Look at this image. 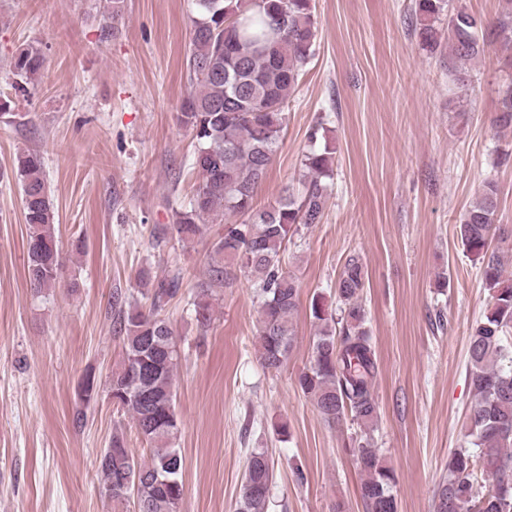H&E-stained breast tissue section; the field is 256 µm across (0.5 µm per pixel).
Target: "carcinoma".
Here are the masks:
<instances>
[{
	"mask_svg": "<svg viewBox=\"0 0 512 512\" xmlns=\"http://www.w3.org/2000/svg\"><path fill=\"white\" fill-rule=\"evenodd\" d=\"M443 0H417L418 34L432 50L441 47L435 23ZM197 16L186 56L189 90L178 113L179 123L196 140L192 158L198 185L190 207L175 212L174 230L187 241L216 217L250 215L240 223L225 222L215 243L216 259L208 263L192 307L198 329L213 318V289L230 287L245 273L253 281L260 303L258 341L265 368L280 369L288 359L298 308V278L286 271V243L302 226L321 222L332 171V151H312L302 165L305 191L289 193L276 205L253 211L254 195L266 180L286 121L288 98L299 85L303 68L314 55L318 22L314 0H196ZM512 44V15L488 23L460 9L448 14V49L455 62L481 58L499 38ZM44 68L40 48L28 44L13 58V74L25 84L37 81ZM494 124L512 128V80L498 89ZM16 177L22 190L26 224L27 274L36 292L53 288L63 269L55 235V210L45 182V158L37 150L17 157ZM497 185L484 181L477 198L458 225L461 245L479 264L490 301L469 343L468 375L475 403L467 417L473 450L448 457V476L440 484L433 512H448V504L477 505V512H512V279L493 239ZM137 279L151 294L150 308L132 305L116 294L112 318L122 338V359L108 379L112 404L129 417L149 446V457L138 460L122 429L112 432L98 462L99 488L112 492V504L137 499L138 512H180L184 496L185 459L177 446L181 432L175 403L179 354L173 328L160 313L179 282L173 277L152 284L150 271ZM366 271L360 256H348L336 282L340 314L321 297L309 304L317 331L312 355L297 377V386L322 419L339 426L346 417L366 430L377 420L374 387L379 373L373 336L366 326L361 296ZM100 382L92 371L80 382L84 408L97 400ZM351 448L361 472L360 497L365 512H398L392 493L393 473L383 465L367 435ZM492 480L484 490L475 469ZM274 466L265 448L247 458L245 478L235 512H267Z\"/></svg>",
	"mask_w": 512,
	"mask_h": 512,
	"instance_id": "obj_1",
	"label": "carcinoma"
}]
</instances>
